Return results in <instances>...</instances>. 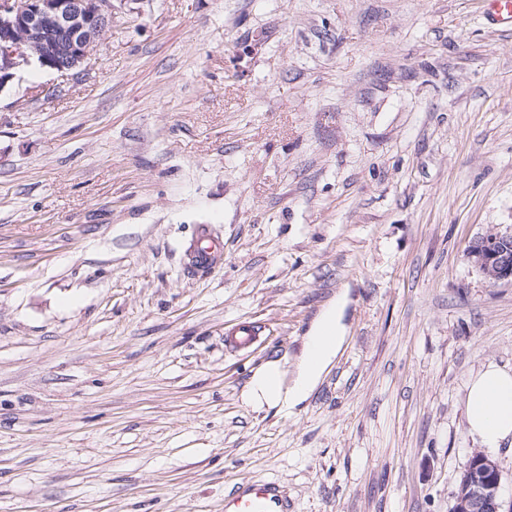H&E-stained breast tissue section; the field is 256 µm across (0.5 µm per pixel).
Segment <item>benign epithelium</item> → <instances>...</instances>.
Segmentation results:
<instances>
[{
	"instance_id": "obj_1",
	"label": "benign epithelium",
	"mask_w": 512,
	"mask_h": 512,
	"mask_svg": "<svg viewBox=\"0 0 512 512\" xmlns=\"http://www.w3.org/2000/svg\"><path fill=\"white\" fill-rule=\"evenodd\" d=\"M112 24V0H0V92L33 64L61 76H79L89 49ZM474 266L493 283L512 282V225L476 239ZM469 468L475 484L455 495L451 512H512L500 497L498 466L478 452Z\"/></svg>"
}]
</instances>
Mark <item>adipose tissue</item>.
<instances>
[{"label":"adipose tissue","mask_w":512,"mask_h":512,"mask_svg":"<svg viewBox=\"0 0 512 512\" xmlns=\"http://www.w3.org/2000/svg\"><path fill=\"white\" fill-rule=\"evenodd\" d=\"M346 303L342 296L322 311L306 335L293 371L270 361L252 375L242 393L247 406L295 414L321 383L345 342L342 312ZM464 414L469 436L485 452H496L512 441V369L489 363L471 373Z\"/></svg>","instance_id":"obj_1"}]
</instances>
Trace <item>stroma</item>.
Wrapping results in <instances>:
<instances>
[{
	"mask_svg": "<svg viewBox=\"0 0 512 512\" xmlns=\"http://www.w3.org/2000/svg\"><path fill=\"white\" fill-rule=\"evenodd\" d=\"M112 5L84 76L0 92V512H224L268 480L289 512H450L466 381L512 368V283L467 255L512 225V31L477 0ZM341 292L312 397L246 406ZM224 247L213 239L204 229L197 237L188 263V273L203 275L214 268L221 260Z\"/></svg>",
	"mask_w": 512,
	"mask_h": 512,
	"instance_id": "1",
	"label": "stroma"
}]
</instances>
